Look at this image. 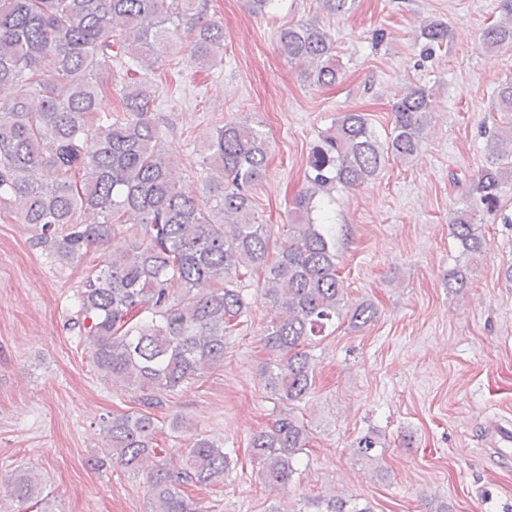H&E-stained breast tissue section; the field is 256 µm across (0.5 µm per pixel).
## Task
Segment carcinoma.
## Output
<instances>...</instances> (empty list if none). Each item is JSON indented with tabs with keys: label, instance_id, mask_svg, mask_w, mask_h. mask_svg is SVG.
<instances>
[{
	"label": "carcinoma",
	"instance_id": "cac0c4a2",
	"mask_svg": "<svg viewBox=\"0 0 512 512\" xmlns=\"http://www.w3.org/2000/svg\"><path fill=\"white\" fill-rule=\"evenodd\" d=\"M207 0H0V203L67 261L120 234L123 249L87 274L75 324L101 378L138 394V409L104 418L101 452L138 475L154 453L153 410L177 388L224 362V336L249 302L232 287L242 270L262 273L260 297L271 311L261 331L274 356L261 372L265 388L288 405L304 400L315 380L309 345L346 305L332 225L315 222L316 197L334 186L375 179L391 158L423 147L428 90L413 85L392 105L393 128L380 141L363 112H344L309 157L307 186L295 197L283 236L258 221L250 189L264 176L270 141L261 123L227 121L202 145L204 186L183 184L156 121L149 77L180 32L193 36L192 58L207 69L222 61L224 26L206 17ZM328 16L355 0H318ZM481 33L486 48L512 47V0ZM430 46L448 39L441 21L424 23ZM281 55L309 66L305 79L332 85L340 74L334 41L318 21L277 35ZM125 76L120 111L101 114L99 95L112 70ZM40 108L29 107L30 97ZM494 108L507 125L487 139L490 158L452 219L462 264L450 291L468 287L470 264L486 249L473 224L477 210L512 224L503 205L512 174V79L496 89ZM308 432L290 412L253 435L249 454L270 490L288 492ZM236 460L224 440L190 435L179 466L156 464L145 478L149 512H206L187 493L216 487ZM12 512H55L40 474L26 467L7 483ZM297 512H372L332 494L304 499Z\"/></svg>",
	"mask_w": 512,
	"mask_h": 512
}]
</instances>
